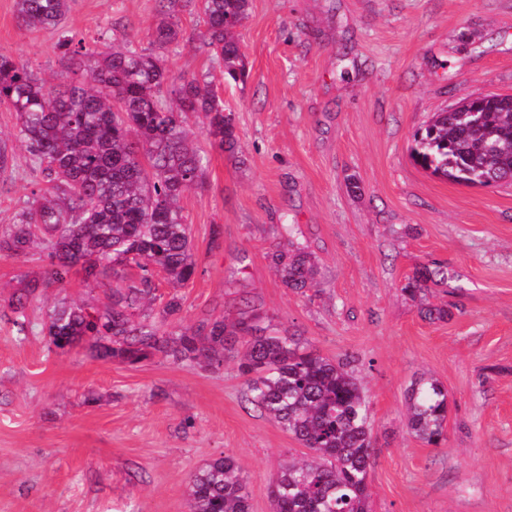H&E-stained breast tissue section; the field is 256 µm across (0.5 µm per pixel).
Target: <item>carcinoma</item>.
I'll use <instances>...</instances> for the list:
<instances>
[{
	"instance_id": "carcinoma-1",
	"label": "carcinoma",
	"mask_w": 512,
	"mask_h": 512,
	"mask_svg": "<svg viewBox=\"0 0 512 512\" xmlns=\"http://www.w3.org/2000/svg\"><path fill=\"white\" fill-rule=\"evenodd\" d=\"M160 2L163 18L151 37L162 49L178 40L171 17L185 0ZM15 5L20 27L56 28L70 0ZM249 7L250 0H203L202 44L222 62L226 80L248 76L235 30ZM59 47L65 73L81 77L62 90L46 88L26 64L0 51V104L16 113V138L45 183L17 211L15 223L0 227V254L40 248L50 260L46 285L65 287L78 267L85 285L110 292L102 309L64 299L54 305L46 322L51 344L83 345L98 359L129 365L162 355L218 369L227 357L237 358L247 401L311 451L288 461L276 477L273 512H371V414L352 360L321 356L247 301L237 317H215L194 331L167 334L153 321L157 301L165 318L182 308L177 295L157 294L154 277L182 286L197 270L180 200L202 182L206 158L190 145L188 116L202 117L204 133L219 148L236 146L231 113L211 82L174 79L160 54L130 42L100 49L65 37ZM479 116L474 121L467 97L434 113L414 135L412 159L458 184L471 176L511 183L512 96L487 97ZM274 263L286 287L311 286L316 267L301 244L288 242ZM447 280L443 267L425 266L405 291ZM38 289L31 284L8 304L23 337L24 309ZM407 401L410 432L429 445L442 444L448 391L420 378L407 389ZM188 503L190 512H250L248 476L234 457L215 458L190 475Z\"/></svg>"
}]
</instances>
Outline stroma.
<instances>
[{
  "label": "stroma",
  "instance_id": "obj_1",
  "mask_svg": "<svg viewBox=\"0 0 512 512\" xmlns=\"http://www.w3.org/2000/svg\"><path fill=\"white\" fill-rule=\"evenodd\" d=\"M158 0H72L55 29L21 28L0 0V51L56 86L63 37L151 45ZM161 54L171 76H208L238 140L220 150L189 117L206 155L181 199L197 260L166 333L235 316L241 297L320 355L354 360L368 398L374 512H512V185L441 180L410 157L413 134L468 95H512V0H251L238 29L245 82L225 83L201 46L202 0L176 16ZM0 105L13 169L0 175V226L41 175ZM219 245H212L213 229ZM315 259L310 288H287L272 256L288 241ZM448 280L409 295L424 266ZM33 250L0 255V512H189V476L222 455L249 475L251 512L309 450L245 400L235 359L217 370L156 356L130 366L86 348L56 350L43 329L60 299L105 306L73 274L27 305L19 339L6 304L46 279ZM444 307V320L425 318ZM448 391L447 439L407 428L420 374Z\"/></svg>",
  "mask_w": 512,
  "mask_h": 512
}]
</instances>
